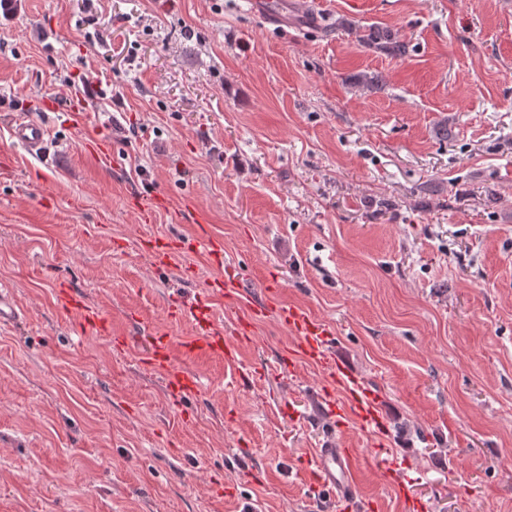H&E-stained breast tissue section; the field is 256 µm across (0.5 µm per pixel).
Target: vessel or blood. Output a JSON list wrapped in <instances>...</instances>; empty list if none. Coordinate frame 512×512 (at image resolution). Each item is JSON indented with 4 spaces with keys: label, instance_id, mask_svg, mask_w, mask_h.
Instances as JSON below:
<instances>
[{
    "label": "vessel or blood",
    "instance_id": "b4317fda",
    "mask_svg": "<svg viewBox=\"0 0 512 512\" xmlns=\"http://www.w3.org/2000/svg\"><path fill=\"white\" fill-rule=\"evenodd\" d=\"M11 134L30 154L45 155L49 132L43 123L25 116H14ZM273 292V287L267 286L264 287L262 296H254L243 284L241 268L229 269L224 278L226 303L230 306H241L243 309L242 315L236 318L239 344L253 342L254 320L273 317L274 321L288 331L292 339L287 362L289 372H296L303 364L320 366L327 376L320 386L319 400L327 406L330 415L338 421L346 417L355 418L358 425L371 435L384 436L387 425L377 395L367 381L332 351V327L300 307L272 305L269 296ZM60 302L67 314L77 316L81 330L108 332L107 319L89 309L85 301L72 290L63 289ZM170 314L175 318L183 315L194 317L199 324V336L184 343V352L221 353L227 361H236L237 347H226L222 331L209 324L204 295L198 294L191 299L179 295L172 297ZM144 342L141 363L162 374L172 403L176 407H183L197 393L200 387L199 377L173 357L169 339L162 332L150 330ZM355 461L353 449L337 447L332 439L322 443L320 448L307 457L304 466L314 477L313 501L322 504L339 497L353 496Z\"/></svg>",
    "mask_w": 512,
    "mask_h": 512
}]
</instances>
